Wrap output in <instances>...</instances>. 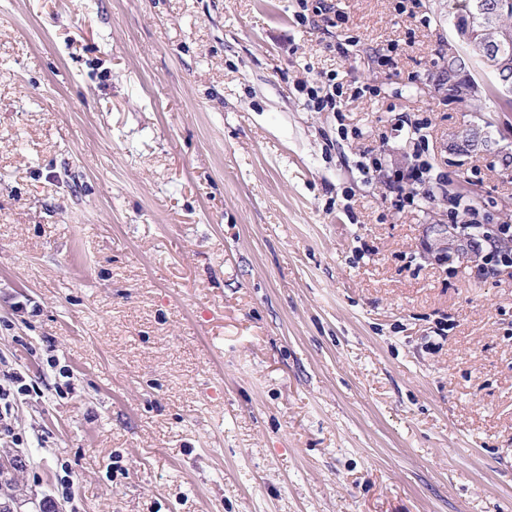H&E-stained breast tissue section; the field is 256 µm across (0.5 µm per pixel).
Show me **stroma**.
I'll return each instance as SVG.
<instances>
[{"label":"stroma","instance_id":"stroma-1","mask_svg":"<svg viewBox=\"0 0 512 512\" xmlns=\"http://www.w3.org/2000/svg\"><path fill=\"white\" fill-rule=\"evenodd\" d=\"M298 2L0 0L11 512H512V267L358 169L427 123L503 223L512 112L426 85L448 0ZM331 71L373 95L317 111ZM473 124L490 150L453 154Z\"/></svg>","mask_w":512,"mask_h":512}]
</instances>
